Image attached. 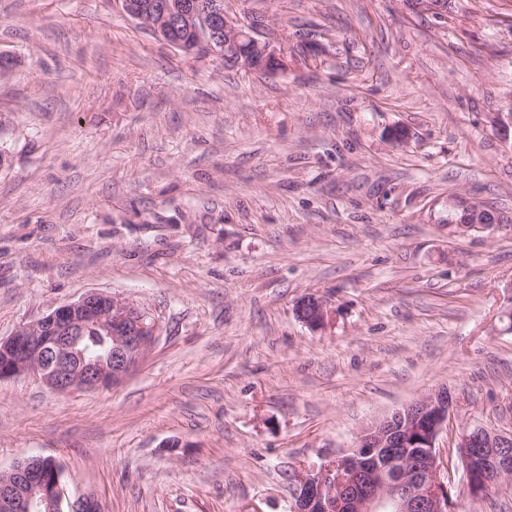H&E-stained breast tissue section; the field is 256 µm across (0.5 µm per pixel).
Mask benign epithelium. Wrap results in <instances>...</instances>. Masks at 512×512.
<instances>
[{
  "mask_svg": "<svg viewBox=\"0 0 512 512\" xmlns=\"http://www.w3.org/2000/svg\"><path fill=\"white\" fill-rule=\"evenodd\" d=\"M122 10L144 22L160 41L184 49L178 30H192L208 17V36L188 55L215 57L245 70L276 74L288 66V50L274 45L259 28L232 10L227 0L204 6L198 0H163L152 17L134 11L130 0ZM449 0H419L407 4L411 12L442 16ZM496 129L512 139V96L501 102ZM494 225L478 211L457 232L489 230ZM310 316L304 323L322 329L336 318L328 301L314 294L305 297ZM111 341L109 351L95 355L80 347L89 328ZM160 327L148 312L112 295L91 293L58 306L38 320L0 339V379L25 373L36 375L48 388L67 393L95 391L122 381L145 358ZM456 401L444 390L431 392L362 428L349 452L291 476V512H449L448 469L438 439L448 430ZM512 435L485 428L463 430L456 448L464 467L469 492L485 495L512 476ZM59 481L42 474L28 459L0 472V512H64Z\"/></svg>",
  "mask_w": 512,
  "mask_h": 512,
  "instance_id": "obj_1",
  "label": "benign epithelium"
}]
</instances>
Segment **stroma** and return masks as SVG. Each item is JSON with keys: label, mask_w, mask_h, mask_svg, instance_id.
<instances>
[{"label": "stroma", "mask_w": 512, "mask_h": 512, "mask_svg": "<svg viewBox=\"0 0 512 512\" xmlns=\"http://www.w3.org/2000/svg\"><path fill=\"white\" fill-rule=\"evenodd\" d=\"M231 5L284 73L184 54L118 0H0V338L95 291L161 326L114 387L0 380V471L54 458L102 512H289L295 470L444 386L455 512H512L454 447L512 433V0ZM461 199L503 223L451 232ZM305 301L310 305V316L304 320V323L311 329H322L336 318L335 311L322 296L311 294L305 297Z\"/></svg>", "instance_id": "stroma-1"}]
</instances>
